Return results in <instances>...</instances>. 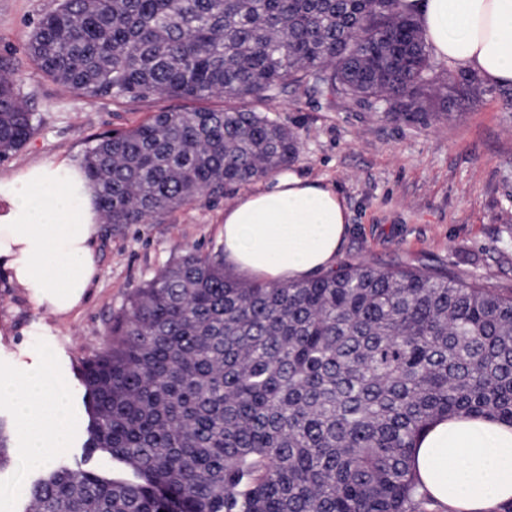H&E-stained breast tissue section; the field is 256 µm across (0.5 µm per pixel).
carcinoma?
Here are the masks:
<instances>
[{"instance_id":"carcinoma-1","label":"carcinoma","mask_w":512,"mask_h":512,"mask_svg":"<svg viewBox=\"0 0 512 512\" xmlns=\"http://www.w3.org/2000/svg\"><path fill=\"white\" fill-rule=\"evenodd\" d=\"M27 50L84 98L185 103L83 155L115 229L294 162L293 133L249 101L291 85L423 120L435 67L402 0H56ZM35 131L1 59L0 161ZM80 379L84 448L134 478L47 467L23 512H428L419 433L456 414L512 424V290L361 262L243 284L223 247L190 249L128 296ZM11 441L0 420V468Z\"/></svg>"}]
</instances>
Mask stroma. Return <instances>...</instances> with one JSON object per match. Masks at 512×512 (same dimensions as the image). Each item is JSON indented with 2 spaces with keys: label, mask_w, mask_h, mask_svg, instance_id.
Returning a JSON list of instances; mask_svg holds the SVG:
<instances>
[{
  "label": "stroma",
  "mask_w": 512,
  "mask_h": 512,
  "mask_svg": "<svg viewBox=\"0 0 512 512\" xmlns=\"http://www.w3.org/2000/svg\"><path fill=\"white\" fill-rule=\"evenodd\" d=\"M54 7L55 0H0V57L11 60L37 126L17 157L0 162L1 177L32 165L80 162L93 136L130 128L172 105L164 97L123 105L84 100L43 76L28 56L27 39ZM448 69L439 61L425 122L391 120L367 104L292 86L256 108L295 134L299 154L290 171L324 179L344 198L348 231L339 261L446 269L512 288V85L480 80L451 90L442 81ZM241 192L233 186L220 198L195 195L153 224L103 225L95 245L98 277L67 316L35 308L0 277V368L47 350L80 413L54 464L83 460L101 475L130 476L109 454L85 453L81 362L104 345L113 311L135 288L187 248L218 247L224 207ZM11 456L0 469V512H21L37 477L19 449Z\"/></svg>",
  "instance_id": "obj_1"
}]
</instances>
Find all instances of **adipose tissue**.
Masks as SVG:
<instances>
[{
	"label": "adipose tissue",
	"mask_w": 512,
	"mask_h": 512,
	"mask_svg": "<svg viewBox=\"0 0 512 512\" xmlns=\"http://www.w3.org/2000/svg\"><path fill=\"white\" fill-rule=\"evenodd\" d=\"M438 58L512 85V0H402ZM102 214L75 164L0 177V276L35 307L67 315L98 275ZM347 232L343 199L320 180L278 174L224 208V262L239 274L288 284L333 268ZM47 351L0 370V403L15 415L22 451L45 463L66 448L77 414ZM418 492L445 512H495L512 502V425L457 415L433 420L411 450Z\"/></svg>",
	"instance_id": "adipose-tissue-1"
}]
</instances>
